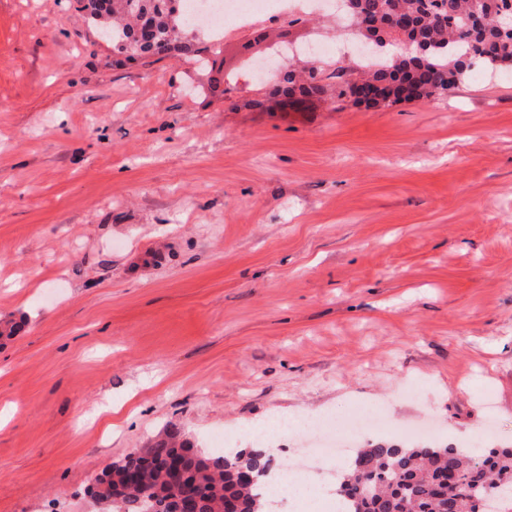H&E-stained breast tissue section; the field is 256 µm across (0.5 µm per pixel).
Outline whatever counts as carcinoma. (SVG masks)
I'll return each mask as SVG.
<instances>
[{"label":"carcinoma","mask_w":512,"mask_h":512,"mask_svg":"<svg viewBox=\"0 0 512 512\" xmlns=\"http://www.w3.org/2000/svg\"><path fill=\"white\" fill-rule=\"evenodd\" d=\"M177 0H81L89 22L112 40L127 60L151 56L198 60L207 48L189 34L190 24ZM351 18L372 24L358 40L374 37L389 44L383 62L372 68L339 61L311 60L299 69H272L263 87L264 106L274 95L288 104L332 102L371 109L403 100H431L453 91L472 67L512 72V13L506 0H351ZM274 465L264 447L206 456L172 425L151 447L136 449L95 479V497L107 512H170L179 494L194 512H224L237 502L239 512H269L259 493L261 478ZM475 498L488 489L512 501V448L472 449L422 443H369L340 473L336 493L342 512H448L455 487L448 474Z\"/></svg>","instance_id":"cac0c4a2"}]
</instances>
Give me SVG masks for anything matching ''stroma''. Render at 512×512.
<instances>
[{
    "instance_id": "stroma-1",
    "label": "stroma",
    "mask_w": 512,
    "mask_h": 512,
    "mask_svg": "<svg viewBox=\"0 0 512 512\" xmlns=\"http://www.w3.org/2000/svg\"><path fill=\"white\" fill-rule=\"evenodd\" d=\"M269 26L217 72L118 65L78 0H0V512H97L173 424L217 455L371 405L512 445V77L260 111Z\"/></svg>"
}]
</instances>
